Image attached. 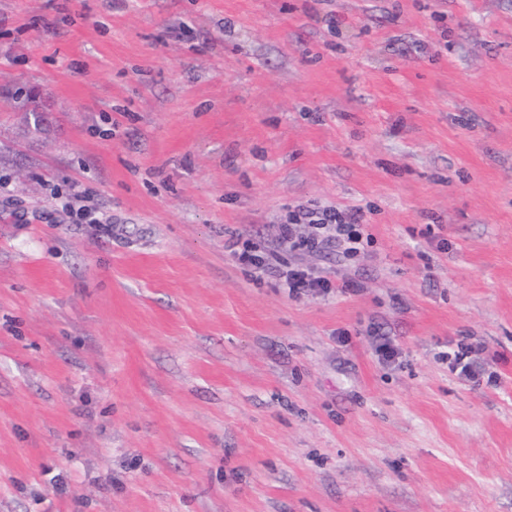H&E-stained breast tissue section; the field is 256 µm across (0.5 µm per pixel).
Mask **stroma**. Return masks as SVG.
<instances>
[{
  "label": "stroma",
  "instance_id": "obj_1",
  "mask_svg": "<svg viewBox=\"0 0 512 512\" xmlns=\"http://www.w3.org/2000/svg\"><path fill=\"white\" fill-rule=\"evenodd\" d=\"M0 512H512V0H0ZM289 221L280 226V239L288 244L289 251H313L333 245L343 257L354 258L372 241L370 224H363L364 212L360 208H306L292 212ZM302 228L307 231L302 232ZM285 278V284L289 289V293L295 297L300 296L302 292L307 289L330 288V285L326 280L314 278L307 270L298 266L288 269V274ZM489 354V349L484 344L462 346L461 351L454 355L451 368L453 371L460 368L459 374L468 377L476 367L477 359H485Z\"/></svg>",
  "mask_w": 512,
  "mask_h": 512
}]
</instances>
